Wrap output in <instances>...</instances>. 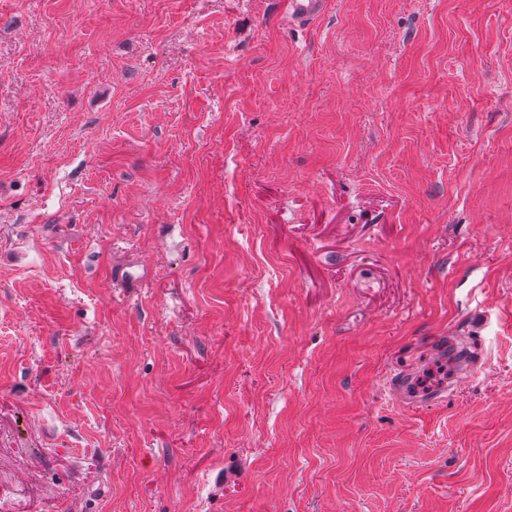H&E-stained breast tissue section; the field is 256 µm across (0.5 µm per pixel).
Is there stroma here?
<instances>
[{"label": "stroma", "mask_w": 512, "mask_h": 512, "mask_svg": "<svg viewBox=\"0 0 512 512\" xmlns=\"http://www.w3.org/2000/svg\"><path fill=\"white\" fill-rule=\"evenodd\" d=\"M0 512H512V0H0ZM324 0H281V12L289 24H305L319 17L324 10Z\"/></svg>", "instance_id": "1"}]
</instances>
